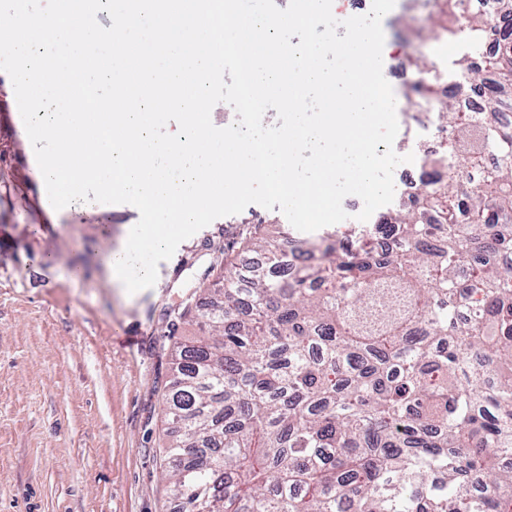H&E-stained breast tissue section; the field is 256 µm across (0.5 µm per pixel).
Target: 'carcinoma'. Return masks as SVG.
I'll list each match as a JSON object with an SVG mask.
<instances>
[{
    "instance_id": "obj_1",
    "label": "carcinoma",
    "mask_w": 512,
    "mask_h": 512,
    "mask_svg": "<svg viewBox=\"0 0 512 512\" xmlns=\"http://www.w3.org/2000/svg\"><path fill=\"white\" fill-rule=\"evenodd\" d=\"M480 3L432 23L503 43L465 66L489 120L436 101L452 136L416 205L300 262L249 232L264 262L173 343L175 512H512V0Z\"/></svg>"
}]
</instances>
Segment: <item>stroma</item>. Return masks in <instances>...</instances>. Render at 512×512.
I'll return each mask as SVG.
<instances>
[{"instance_id":"1","label":"stroma","mask_w":512,"mask_h":512,"mask_svg":"<svg viewBox=\"0 0 512 512\" xmlns=\"http://www.w3.org/2000/svg\"><path fill=\"white\" fill-rule=\"evenodd\" d=\"M422 0H396L382 20L383 74L396 97L398 155L421 157L440 130L405 88L441 73L469 94L460 62L477 60L467 36L439 49ZM13 92L0 81V512H173L165 449L176 427L164 410L172 332L197 333L188 308L208 302L225 263L246 271L248 223H275L303 239L284 214L252 204L214 220L159 262L137 294L111 286L105 262L137 223L129 204L98 217L76 204L66 223L39 216L23 162L32 150L1 115Z\"/></svg>"}]
</instances>
